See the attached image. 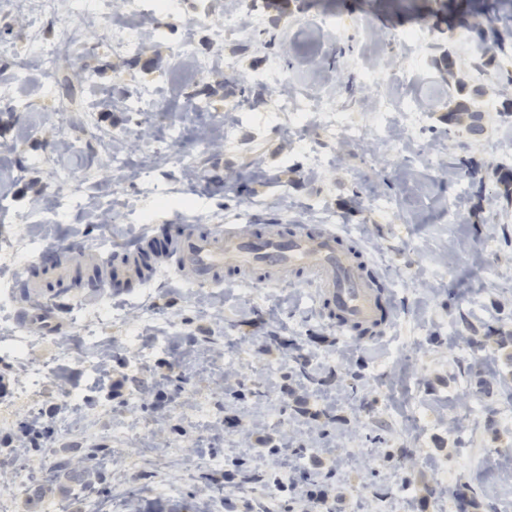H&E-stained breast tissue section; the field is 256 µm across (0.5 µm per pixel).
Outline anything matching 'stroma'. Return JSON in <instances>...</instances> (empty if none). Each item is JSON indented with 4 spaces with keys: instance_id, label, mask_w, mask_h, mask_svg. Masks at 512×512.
I'll list each match as a JSON object with an SVG mask.
<instances>
[{
    "instance_id": "stroma-1",
    "label": "stroma",
    "mask_w": 512,
    "mask_h": 512,
    "mask_svg": "<svg viewBox=\"0 0 512 512\" xmlns=\"http://www.w3.org/2000/svg\"><path fill=\"white\" fill-rule=\"evenodd\" d=\"M197 3L158 12L133 67L104 46L105 30L79 24L75 40L99 47L62 60L54 76L18 74L15 58L0 56V81L33 102L0 112V256L12 259L0 267V512H262L264 483L276 487L279 512H305L306 492L335 512H374L377 502L386 512H440L443 466L472 489V512H512V399L479 385L512 381V347L486 338L512 331V191L499 181L512 171V118L499 110L512 101L502 82L512 58L487 40L477 57L449 40L436 0L259 2L250 37L220 43L231 0L194 26ZM322 10L340 27L314 60L299 49L301 28ZM415 26L428 43H396ZM186 39L214 64L201 79L167 84ZM273 68L357 120L389 98L428 103L426 120L410 136L396 114L385 131L343 144L315 119L269 123L275 92L255 108L238 100L242 87L265 89ZM367 69L377 84L365 83ZM80 72L101 91L90 115ZM461 83L483 90L481 132L448 128L449 92ZM147 88L156 111H128ZM189 102L199 111H185ZM174 126L173 150L139 149L113 167L112 135L159 139ZM464 160L485 168L483 185L465 176ZM62 172L72 181L59 184ZM376 198L393 201V213H378ZM451 209L467 220L448 221ZM190 224L336 232L387 289L385 334L352 341L302 277L272 288L227 271L199 290L171 268L134 287L71 289L62 331L37 320L19 327L17 277L43 253L86 277L79 252L174 239ZM20 335L28 351L17 360ZM91 355L106 356L108 371L86 367ZM60 460L89 468L91 480H48Z\"/></svg>"
}]
</instances>
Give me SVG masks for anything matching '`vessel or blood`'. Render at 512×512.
<instances>
[{"label": "vessel or blood", "mask_w": 512, "mask_h": 512, "mask_svg": "<svg viewBox=\"0 0 512 512\" xmlns=\"http://www.w3.org/2000/svg\"><path fill=\"white\" fill-rule=\"evenodd\" d=\"M143 251V244L137 243L123 248L117 259L101 260L100 265L111 270L113 277L145 282L154 272L142 263ZM169 254L195 288L219 284V273L228 264L244 272H259L273 286L283 285L293 272H306L321 305L338 327L367 329L371 341L385 333L372 283L335 232L315 234L297 226L287 234L273 230L257 238L228 225L206 231L192 228L170 242Z\"/></svg>", "instance_id": "1"}]
</instances>
